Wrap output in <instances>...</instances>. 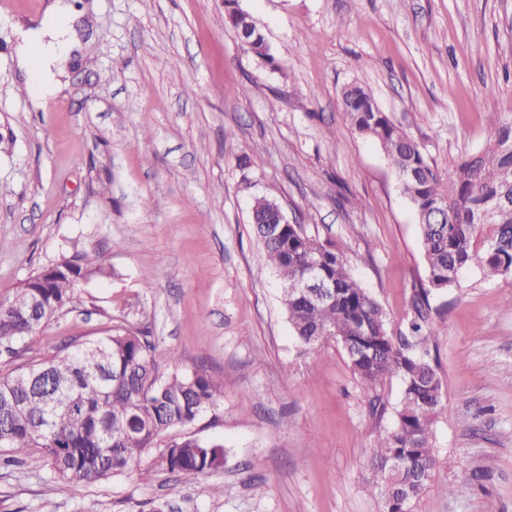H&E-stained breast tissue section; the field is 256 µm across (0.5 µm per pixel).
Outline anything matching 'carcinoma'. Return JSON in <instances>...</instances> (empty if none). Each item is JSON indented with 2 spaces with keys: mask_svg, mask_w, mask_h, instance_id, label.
Segmentation results:
<instances>
[{
  "mask_svg": "<svg viewBox=\"0 0 512 512\" xmlns=\"http://www.w3.org/2000/svg\"><path fill=\"white\" fill-rule=\"evenodd\" d=\"M241 23L250 29L253 53L272 58L257 20L249 15ZM374 103L363 86L342 92L346 120L389 156L418 217L426 279L410 288L404 329L391 334L382 306L346 267L336 243L308 235L300 224L266 223L279 208L275 199H255L261 223L253 231L279 277L296 344L308 351L336 337L372 416L391 417L373 444L372 487L384 512H411L434 482L433 425L445 409L443 381L431 358L444 320L436 319L440 308L431 298L456 285V273L475 262L491 275H512V119L497 122L487 149L447 175ZM489 206L486 223H475V213ZM106 262L101 251L76 250L30 276L0 302V350L19 354L16 345L72 303L78 283L105 274ZM314 264L333 288L324 300L292 290ZM155 350L143 334L109 329L0 375V468L18 466L40 448L51 472L49 491L61 493L72 482L95 484L139 466L161 436L193 424L224 390V382L204 370L163 372ZM394 377L402 396L389 408L380 390ZM157 452L158 466L185 478L224 467V443L217 440H172Z\"/></svg>",
  "mask_w": 512,
  "mask_h": 512,
  "instance_id": "cac0c4a2",
  "label": "carcinoma"
}]
</instances>
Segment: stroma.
Instances as JSON below:
<instances>
[{
    "instance_id": "35a3bbf8",
    "label": "stroma",
    "mask_w": 512,
    "mask_h": 512,
    "mask_svg": "<svg viewBox=\"0 0 512 512\" xmlns=\"http://www.w3.org/2000/svg\"><path fill=\"white\" fill-rule=\"evenodd\" d=\"M71 2L84 48L40 109L16 29L47 0L0 6V301L74 249L105 252L107 274L29 338L31 357L110 328L147 332L163 370L223 378L216 407L167 437L223 441L224 467L49 495L37 451L0 469V512H151L161 499L189 512H383L369 399L336 339L297 347L251 206L273 195L289 222L336 242L399 332L425 277L418 220L389 157L344 120L341 92L370 88L452 172L512 117V0H242L270 63L228 26L224 0ZM511 295L512 276L475 263L441 298L446 408L435 483L412 512H512ZM465 468L477 483L459 481Z\"/></svg>"
}]
</instances>
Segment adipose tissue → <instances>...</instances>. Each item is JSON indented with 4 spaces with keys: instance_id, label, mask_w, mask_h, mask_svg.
Segmentation results:
<instances>
[{
    "instance_id": "adipose-tissue-1",
    "label": "adipose tissue",
    "mask_w": 512,
    "mask_h": 512,
    "mask_svg": "<svg viewBox=\"0 0 512 512\" xmlns=\"http://www.w3.org/2000/svg\"><path fill=\"white\" fill-rule=\"evenodd\" d=\"M74 21L69 0H49L42 19L20 31L17 64L30 83L34 106L53 95L58 87L55 73L65 72L74 52L82 47Z\"/></svg>"
}]
</instances>
